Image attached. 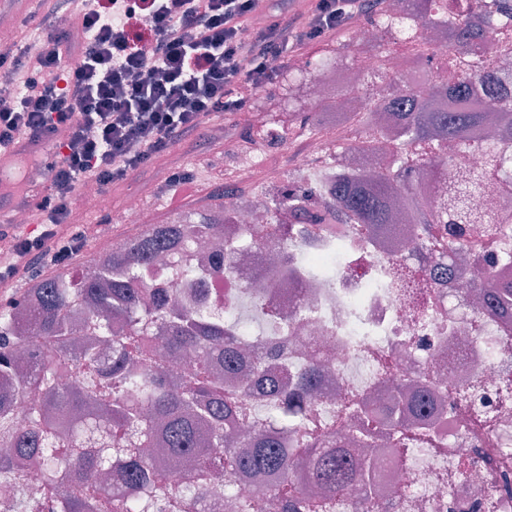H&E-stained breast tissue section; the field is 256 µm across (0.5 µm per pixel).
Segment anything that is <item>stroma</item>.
<instances>
[{"label":"stroma","mask_w":512,"mask_h":512,"mask_svg":"<svg viewBox=\"0 0 512 512\" xmlns=\"http://www.w3.org/2000/svg\"><path fill=\"white\" fill-rule=\"evenodd\" d=\"M286 75L289 84L281 83L256 95L249 111L212 116V123L224 128L223 146L212 145L203 135L190 144L176 143L136 175L114 185L108 194L107 211L80 208L79 229L85 238L78 263L92 256L94 245L102 238L119 244L140 234L139 226L125 221L124 206L129 197H140L155 222L166 224L187 212L221 203L223 190L253 186L246 166L252 159L263 179L257 187L261 197L277 194L288 182L295 150L308 135L303 119L312 109L296 67H289ZM176 166L190 171L194 180L174 190L165 178Z\"/></svg>","instance_id":"obj_1"}]
</instances>
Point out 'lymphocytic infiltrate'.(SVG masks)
Masks as SVG:
<instances>
[{
    "mask_svg": "<svg viewBox=\"0 0 512 512\" xmlns=\"http://www.w3.org/2000/svg\"><path fill=\"white\" fill-rule=\"evenodd\" d=\"M40 2L65 26L39 34L38 53L0 51V150L44 140L55 156L35 206L43 232L16 237L5 254L14 272L80 251L66 227L81 185L105 193L176 141L223 138V130L205 131L207 116L248 111L290 60L335 38L375 0H310L302 13L294 0L267 13L262 0ZM76 29L82 41L73 40Z\"/></svg>",
    "mask_w": 512,
    "mask_h": 512,
    "instance_id": "obj_1",
    "label": "lymphocytic infiltrate"
}]
</instances>
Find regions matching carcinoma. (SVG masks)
Instances as JSON below:
<instances>
[{
    "mask_svg": "<svg viewBox=\"0 0 512 512\" xmlns=\"http://www.w3.org/2000/svg\"><path fill=\"white\" fill-rule=\"evenodd\" d=\"M481 0H410L407 16L415 25L445 21L443 50L461 59L452 83L431 78L432 58L418 57L420 76L428 92L414 81L386 78L384 93L373 86L360 91L362 81L345 89L366 100L373 112L398 110L401 138L385 166L370 178L355 169L340 168L327 191L313 193L288 187L262 201L267 224L299 216L330 232L341 224L395 236L391 223L394 196H403L412 210L414 247L394 270L396 275L420 273L431 282L449 266L466 262L476 238H491L512 226V207L490 213L473 208L475 197L494 192L512 197V41L480 43L477 36L490 19L479 10ZM374 22L400 32L404 17L379 12ZM354 141L370 135L368 118L352 115ZM454 140L465 151H476L482 166L453 187L448 200L421 204L414 184L438 170L447 174L444 149ZM194 219L186 224H154L150 230L120 244L92 276L79 286L61 273L43 275L22 296L0 307V376L14 382L15 394H36L29 431L13 426L12 397L0 394V495L14 512H88V497L108 504L109 512H140L138 495L148 494L174 512H203L206 503L195 493L169 501L168 480L189 469L196 483L224 470L226 498L238 512H249L250 499L235 479L249 474L259 479L256 491L274 496L283 512H342L345 501L365 482L368 466L348 457L343 439L321 441L299 434L288 441V423L308 410L319 367H298L293 378L273 375L263 360L242 356L239 328L247 325L275 335L283 315L245 293L222 307L178 308L169 289L153 280L156 259L178 251L172 275L183 280L199 276L198 268L182 257L184 249H201L224 232V225ZM235 246L212 250L209 271H231L224 255ZM484 275L463 285L460 304L472 293L494 300L504 323L512 319V283L500 279L512 263V252L481 255ZM192 358L200 369L176 377L162 363ZM224 366L228 377L210 370ZM257 391L268 402L257 430L243 439L238 427L246 419L242 396ZM431 405L417 393L409 408L394 405L397 420L384 422L380 413L355 401L350 416L363 420L359 438L367 442L388 427L402 438L411 417ZM68 437L64 458L51 455ZM158 447L165 458L150 462L141 449ZM308 457L311 484L320 495H305L290 479L296 451ZM25 454L41 462L48 501L27 500L14 484L15 457ZM125 461L123 485L105 484L112 459Z\"/></svg>",
    "mask_w": 512,
    "mask_h": 512,
    "instance_id": "1",
    "label": "carcinoma"
}]
</instances>
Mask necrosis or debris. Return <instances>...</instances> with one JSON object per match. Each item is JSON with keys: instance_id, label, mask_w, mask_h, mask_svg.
I'll list each match as a JSON object with an SVG mask.
<instances>
[{"instance_id": "necrosis-or-debris-1", "label": "necrosis or debris", "mask_w": 512, "mask_h": 512, "mask_svg": "<svg viewBox=\"0 0 512 512\" xmlns=\"http://www.w3.org/2000/svg\"><path fill=\"white\" fill-rule=\"evenodd\" d=\"M445 41L443 30L411 27L385 57L363 56L359 66L401 75L418 48ZM351 82L350 71L331 68L310 80L307 93L320 111H357L361 102L336 94ZM349 133L320 126L295 154L290 185L311 183L313 158L330 157L335 140ZM314 258L324 259L332 276L309 277ZM394 261L386 236L305 232L290 218L268 236L267 248L236 259L233 275L210 280L209 303L247 291L293 313L283 362L322 363L308 418L320 432L350 436L348 403L393 404L392 379H404L403 396L421 387L432 393V429H410L402 443L384 434L347 443L369 464V497L380 512H512V399L503 393L512 379V331L479 301L456 307L454 286H397Z\"/></svg>"}]
</instances>
